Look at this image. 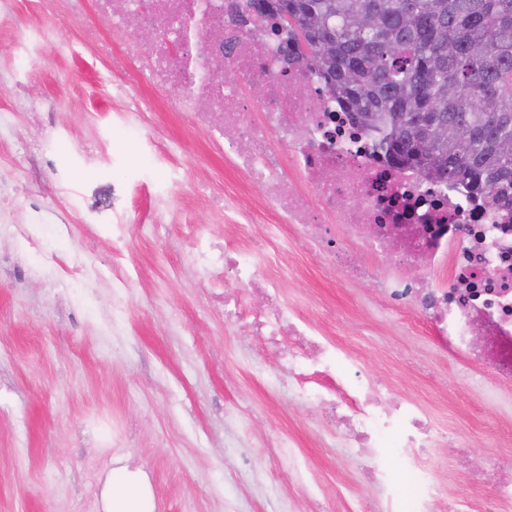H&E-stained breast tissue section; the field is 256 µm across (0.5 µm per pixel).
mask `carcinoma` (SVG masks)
<instances>
[{"label":"carcinoma","instance_id":"carcinoma-1","mask_svg":"<svg viewBox=\"0 0 512 512\" xmlns=\"http://www.w3.org/2000/svg\"><path fill=\"white\" fill-rule=\"evenodd\" d=\"M242 0L239 14L308 15L328 28L304 34L312 68L347 103L360 128L403 166L512 202V0ZM332 51L315 46L325 35ZM412 113L444 117L437 162L418 159Z\"/></svg>","mask_w":512,"mask_h":512}]
</instances>
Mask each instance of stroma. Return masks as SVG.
<instances>
[{"label": "stroma", "mask_w": 512, "mask_h": 512, "mask_svg": "<svg viewBox=\"0 0 512 512\" xmlns=\"http://www.w3.org/2000/svg\"><path fill=\"white\" fill-rule=\"evenodd\" d=\"M0 512H100L105 472L144 473L154 512H308L358 485L363 512L382 493L363 461L329 446L317 410L278 376L276 358L225 325L188 234H224L210 199L253 207L263 190L233 170L166 104L133 84L117 96L105 59L40 0H0ZM151 109L130 113L133 99ZM99 161L87 168L84 149ZM288 301L334 326L372 377L425 400L447 500L487 498L489 455L512 473V421L488 401L477 366L438 349L428 322L382 309L374 282L291 256ZM294 436L295 475L274 441Z\"/></svg>", "instance_id": "35a3bbf8"}]
</instances>
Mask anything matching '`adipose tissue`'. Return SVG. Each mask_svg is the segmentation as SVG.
<instances>
[{
	"label": "adipose tissue",
	"instance_id": "ef3b65f1",
	"mask_svg": "<svg viewBox=\"0 0 512 512\" xmlns=\"http://www.w3.org/2000/svg\"><path fill=\"white\" fill-rule=\"evenodd\" d=\"M100 507L101 512H154L152 488L139 472L112 468L102 487Z\"/></svg>",
	"mask_w": 512,
	"mask_h": 512
}]
</instances>
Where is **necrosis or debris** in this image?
<instances>
[{
	"label": "necrosis or debris",
	"mask_w": 512,
	"mask_h": 512,
	"mask_svg": "<svg viewBox=\"0 0 512 512\" xmlns=\"http://www.w3.org/2000/svg\"><path fill=\"white\" fill-rule=\"evenodd\" d=\"M95 0L100 21L122 33L135 79L168 91L176 111L205 129L226 160L266 191L258 207L215 198L228 227L223 237L193 235L189 257L224 286L226 321L280 348L277 367L301 401L325 414L337 444L365 465L364 482L385 489L379 512H512V479L498 480L492 500L445 504L428 450L434 420L417 400L363 374L358 359L329 328L289 304L288 258L306 246L320 266L355 281L376 279L387 309L434 326L441 350L489 365V394L512 402V211L460 185L430 184L414 168L393 166L327 92L293 32L272 34L254 22L233 24L239 0ZM141 24L127 27L128 12ZM215 37L204 52L185 25ZM272 216L267 244L248 246L256 213ZM359 242L392 254L395 271L376 277L357 265ZM416 265L420 274L399 269ZM448 271L453 285L433 276ZM410 483L409 497L393 494Z\"/></svg>",
	"instance_id": "4bbe7bcc"
}]
</instances>
